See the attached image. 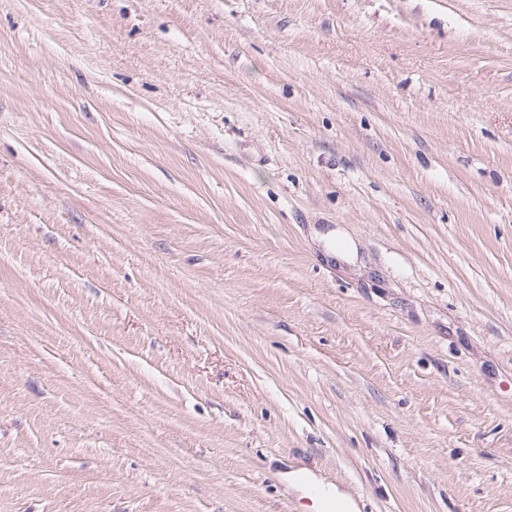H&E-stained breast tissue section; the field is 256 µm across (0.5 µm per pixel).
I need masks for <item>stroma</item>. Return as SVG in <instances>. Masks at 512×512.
Here are the masks:
<instances>
[{
  "label": "stroma",
  "mask_w": 512,
  "mask_h": 512,
  "mask_svg": "<svg viewBox=\"0 0 512 512\" xmlns=\"http://www.w3.org/2000/svg\"><path fill=\"white\" fill-rule=\"evenodd\" d=\"M512 512V0H0V512Z\"/></svg>",
  "instance_id": "1"
}]
</instances>
